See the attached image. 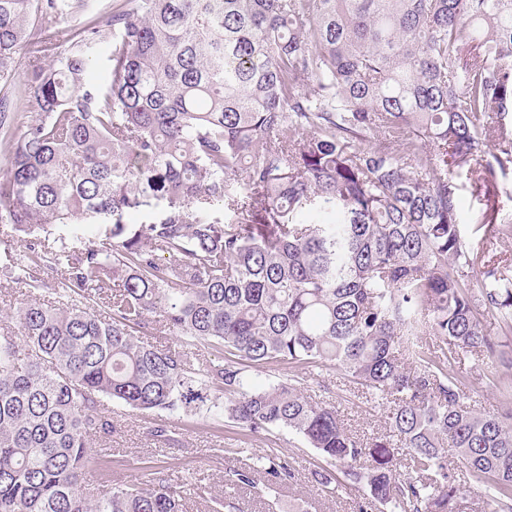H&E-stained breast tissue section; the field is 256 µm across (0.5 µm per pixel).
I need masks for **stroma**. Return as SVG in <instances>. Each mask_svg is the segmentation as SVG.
Here are the masks:
<instances>
[{
    "label": "stroma",
    "instance_id": "35a3bbf8",
    "mask_svg": "<svg viewBox=\"0 0 512 512\" xmlns=\"http://www.w3.org/2000/svg\"><path fill=\"white\" fill-rule=\"evenodd\" d=\"M300 387L310 401L336 406L350 429L367 435L380 431L383 420L379 410L364 395L338 389L335 375H326L321 381L304 378ZM112 420L115 429L111 437L93 444L97 451H109L108 456L93 457L88 467L87 477L94 484L138 482L144 467L155 465L163 468L171 482L199 479L211 495L220 497L227 490L224 475L229 465L222 449L234 444L244 450L240 463L270 454L295 469L294 480L281 489L259 495L237 490L248 512H288L295 506L301 512H355L361 495L358 486L348 481L336 493L322 491L314 480L323 466L320 457L300 437L285 430L254 435L213 412L149 416L119 405L112 408ZM160 426L172 431L174 443L154 440L151 432Z\"/></svg>",
    "mask_w": 512,
    "mask_h": 512
}]
</instances>
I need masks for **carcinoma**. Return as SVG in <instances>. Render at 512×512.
<instances>
[{"mask_svg":"<svg viewBox=\"0 0 512 512\" xmlns=\"http://www.w3.org/2000/svg\"><path fill=\"white\" fill-rule=\"evenodd\" d=\"M93 2L0 0V82L27 50L16 99L0 97V223L43 236L0 254L27 288L17 330L0 328V512H182L207 495L153 466L87 487L114 401L291 431L327 463L322 490L338 471L360 485L357 512H460L451 451L487 512H512V348L483 327L512 328V270L471 256L458 184L484 201L483 238L512 236V0H123L105 86ZM76 16L62 49L56 24ZM16 103L38 115L20 132ZM57 224L102 233L78 248ZM158 323L181 349L139 340ZM200 345L223 357L194 367ZM487 361L496 373L473 376ZM264 364L336 370L384 433L348 430L293 376L255 381ZM489 388L501 403L484 415ZM266 460L226 484L294 477Z\"/></svg>","mask_w":512,"mask_h":512,"instance_id":"obj_1","label":"carcinoma"}]
</instances>
